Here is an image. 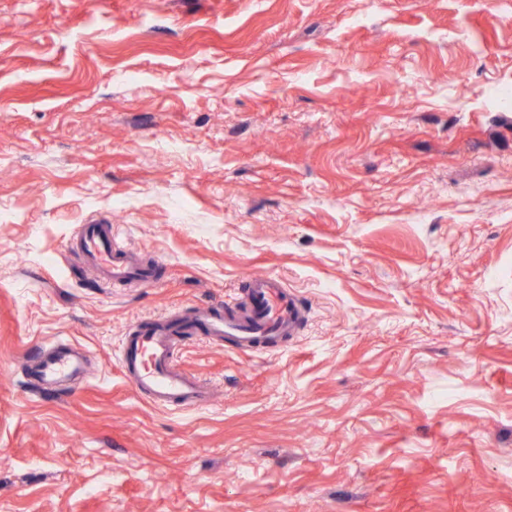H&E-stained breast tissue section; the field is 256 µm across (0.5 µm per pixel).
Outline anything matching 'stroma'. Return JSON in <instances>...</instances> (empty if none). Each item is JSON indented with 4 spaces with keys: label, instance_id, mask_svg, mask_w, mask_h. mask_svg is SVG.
<instances>
[{
    "label": "stroma",
    "instance_id": "obj_1",
    "mask_svg": "<svg viewBox=\"0 0 512 512\" xmlns=\"http://www.w3.org/2000/svg\"><path fill=\"white\" fill-rule=\"evenodd\" d=\"M265 273L298 336L135 394L127 330ZM0 512H512V0H0ZM82 259V271L112 284L146 287L157 281L159 261L141 264L136 253L120 236L109 220H92L83 224L73 246ZM39 356V380L44 389L51 390L62 386V383L77 379L84 371L87 363L82 349L74 345H59L51 351H37Z\"/></svg>",
    "mask_w": 512,
    "mask_h": 512
}]
</instances>
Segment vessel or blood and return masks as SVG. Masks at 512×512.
<instances>
[{"label":"vessel or blood","mask_w":512,"mask_h":512,"mask_svg":"<svg viewBox=\"0 0 512 512\" xmlns=\"http://www.w3.org/2000/svg\"><path fill=\"white\" fill-rule=\"evenodd\" d=\"M82 270L112 284L146 287L157 280V265L141 264L136 253L107 220L82 225L73 244ZM305 310L276 275L246 277L243 299L198 306L191 318H147L122 341L120 367L133 390L160 408L199 409L212 401V390L176 363L177 341L192 336L224 343L242 352L277 346L298 334ZM87 363L82 349L60 345L42 354L39 380L44 389L78 378Z\"/></svg>","instance_id":"vessel-or-blood-1"}]
</instances>
